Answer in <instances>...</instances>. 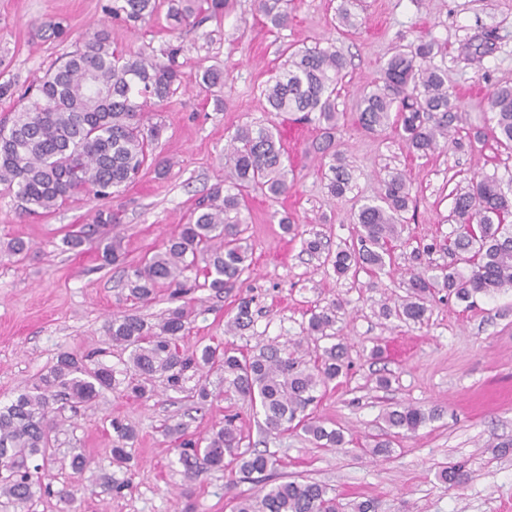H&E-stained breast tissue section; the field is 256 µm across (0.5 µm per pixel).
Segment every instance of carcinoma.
Masks as SVG:
<instances>
[{
	"label": "carcinoma",
	"mask_w": 512,
	"mask_h": 512,
	"mask_svg": "<svg viewBox=\"0 0 512 512\" xmlns=\"http://www.w3.org/2000/svg\"><path fill=\"white\" fill-rule=\"evenodd\" d=\"M291 0H258V11L274 28L288 24ZM228 0H179L170 12L173 28L223 20ZM156 0H112V19L136 23L153 15ZM38 31L44 37L66 40L70 32L61 23L44 21ZM435 44L420 40L398 45L387 59L381 82L363 89L356 121L366 133L375 134L394 125L407 148L424 156L462 143L453 132L463 121L464 105L448 88L445 72L431 64ZM181 47L170 45L164 59L132 56L112 45V31L103 26L87 36L36 87L25 91L28 103L18 109L10 127H0V185L14 192L29 215L52 213L79 196L107 197L112 189L132 182L146 166L158 172L170 164L154 155V142L161 126L146 125L152 105L166 101L180 84ZM346 59L331 44L291 53L261 93L269 111L298 115L322 130L318 152L328 160V190L342 197L352 190V172L336 141L338 112L336 86L344 76ZM489 107L496 117L491 128L495 142L512 150V85H500L491 93ZM288 165L279 131L274 124L239 126L224 151V181L215 184L198 208L151 256H145L126 273L129 299L147 304L159 289H170L171 306L151 322L136 312L112 315L104 334L115 360L99 356L60 353L56 361L33 382L24 385L6 404L0 405V504L22 509L50 483L33 478L39 465L55 461L59 422L56 405L89 406L107 392L127 398H145L156 380L175 392L198 377L191 398L201 409L223 393L233 392L259 409L269 433L301 430L320 448L345 445L342 430L327 428L306 413L317 393L344 373L346 348L334 343L313 359L300 355L301 343L281 347L261 345L250 354L236 348L206 346L181 348L192 324L193 311L179 303L188 283L215 293L238 279L248 268V250L242 237L240 217L245 195L259 189L272 197L288 193ZM413 202L404 174L390 172L381 180L379 193L359 207L355 216L358 246L327 253L338 278L372 273L386 266L388 245L398 240L401 213ZM452 217L457 224L448 252L455 263L431 273V268L413 269L408 292L394 306L381 305L382 316L405 323L424 324L436 292L442 290L460 302L472 303L479 295H492L512 288V197L502 191L494 176L472 180L453 194ZM119 223L110 210H99L92 223L69 231L62 244L75 250L105 224ZM31 251L23 240L9 241L3 252L21 261ZM107 264L123 261L121 241L109 238L103 244ZM342 302L332 301L311 313L306 338L319 342L335 338L331 329ZM253 323L249 303L238 307L228 324V333ZM220 374L224 390L209 389L208 375ZM436 417L425 411L396 404L382 415L386 430L371 452L388 453L393 440L415 432ZM111 463L130 469L127 450L137 436L135 427L122 420L110 422ZM178 461L188 484L206 470L232 468L245 477L260 476V487L249 495L232 498L231 512H343L332 488L312 481L284 480L267 485L277 460L246 443L239 415L224 417L199 442H180ZM66 464L75 474L100 463L80 451H72ZM451 487L466 480L460 466H445L439 473Z\"/></svg>",
	"instance_id": "carcinoma-1"
}]
</instances>
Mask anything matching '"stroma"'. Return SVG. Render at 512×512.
Segmentation results:
<instances>
[{
    "label": "stroma",
    "mask_w": 512,
    "mask_h": 512,
    "mask_svg": "<svg viewBox=\"0 0 512 512\" xmlns=\"http://www.w3.org/2000/svg\"><path fill=\"white\" fill-rule=\"evenodd\" d=\"M111 2L0 0V84L12 86L11 95L0 98V124L8 123L26 89L38 85L103 23H110L115 43L135 54H159L175 39L183 46L181 83L150 113L151 122L163 126L155 153L171 162L164 174L146 169L105 200L81 197L46 217L22 213L14 195L0 189V246L21 238L32 247L23 263L0 258V403L12 399L59 352L103 347L105 321L130 307L122 296L128 265L161 247L223 180L224 149L235 129L272 118L280 126L294 186L276 198H249L243 216L251 266L222 294L202 288L188 294L196 319L183 345L230 341L246 352L272 341L284 345L302 339L315 305L342 300L335 332L347 348L349 367L308 411L343 429L348 443L331 451L315 447L298 431L266 434L261 417L233 394L200 410L161 383L147 399L109 393L91 406L58 415L60 450L82 449L98 467L78 475L53 466L52 492L37 496L30 512H230V497L254 492L255 482L226 469L207 471L186 484L175 439L167 431L179 422L186 438L200 439L228 413L239 414L258 449L275 454L278 479L327 484L341 503L373 499L379 512H512V452L503 455L496 448L512 439V288L477 297L471 307L452 297L436 301L421 326L380 315L384 300L405 295L413 268L451 262L443 251L419 258L414 251L452 236V191L477 172L512 178V153L493 141L473 139L476 130L494 124L488 107L492 87L512 84V0H356L360 25L348 33L337 20L341 0H292L288 25L281 29L266 24L257 0H230L223 21L176 31L166 18L169 0H159L155 15L132 26L111 22L105 11ZM46 19L61 22L70 39L38 37L36 29ZM487 32L493 53L473 59L470 42ZM418 39L440 45L434 63L465 103L457 133L462 148L427 157L409 153L392 131L372 136L356 124L359 90L379 82L395 44ZM330 40L347 61L336 108L338 137L354 180L341 198L329 194L326 169L313 150L316 128L283 115L271 117L260 94L284 49ZM211 65L224 71L220 109L201 87ZM390 171L406 175L417 202L405 214L402 243L384 270L336 278L321 256L303 252L300 240L283 232L279 220L287 215L327 249L355 244L353 213L362 199L377 194ZM103 207L122 216L121 224L105 230L121 239L125 261L120 265L104 264L94 241L73 251L61 248L70 225L89 223ZM243 300L253 324L229 336L227 324ZM376 345L382 348L378 357L371 354ZM382 375L389 378L388 387L378 386ZM394 403L436 407L441 416L398 439L390 453L371 455L369 439ZM115 417L138 430L131 450L132 487L119 494L99 483L102 466L110 462L109 421ZM457 462L466 466V483L457 488L439 481L440 467ZM91 484L95 494L67 502V492Z\"/></svg>",
    "instance_id": "obj_1"
}]
</instances>
